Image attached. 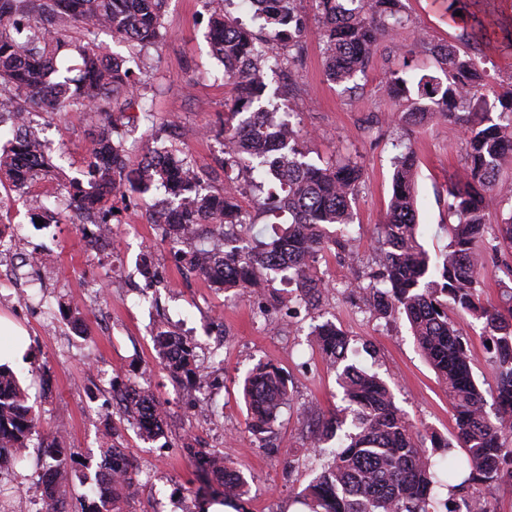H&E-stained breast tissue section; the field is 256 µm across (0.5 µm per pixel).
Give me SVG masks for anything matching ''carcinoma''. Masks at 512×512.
Instances as JSON below:
<instances>
[{"instance_id":"1","label":"carcinoma","mask_w":512,"mask_h":512,"mask_svg":"<svg viewBox=\"0 0 512 512\" xmlns=\"http://www.w3.org/2000/svg\"><path fill=\"white\" fill-rule=\"evenodd\" d=\"M164 0H0V124L14 114L61 112L95 108L97 130L92 139L88 185L75 180L66 191L79 215L92 221L113 211V190L157 184L169 195L167 203L148 216L173 243L185 235L197 243L193 254L206 262L200 276L226 292L267 286L264 273L288 261L295 287V302L307 305L330 288L319 264L332 250L344 251L345 229L351 223V204L359 192L362 167L347 158L319 167L303 160L296 147L298 131L282 130L279 106L268 107L262 98L266 84L257 72L241 68L267 45L278 68L294 58L304 21L298 0H269L262 27L269 39L257 42L250 29L221 7L209 17L213 53L224 65V78L232 86L225 104L224 140L244 153L252 168L270 177L279 190L268 192L276 209L288 211L291 224L269 243L240 248L228 245L235 227L245 223L238 203L235 174L241 159L224 157V184L220 192H202V177L191 163L171 150L154 152L151 162L128 167L123 140L114 139L119 117L112 96L136 88L129 70L112 64L96 42L103 25L112 36L144 50L163 38ZM314 16L323 31L326 76L347 83L365 73L382 36L406 25L401 0H314ZM74 50L81 59L79 74L58 76V56ZM409 53H430L437 58L443 77L423 75L416 97L407 96L405 68L388 70L384 83L389 97L406 101L392 114L390 124L408 127L428 120H443L466 127L464 179L448 184L449 243L436 256L418 238V209L414 191L417 155L400 135L393 141L392 194L387 220L378 225L382 242L381 270L363 288L364 306L378 318L405 316L416 345L448 393L455 420L454 441L424 434L396 406L390 386L376 374L359 367L349 356L351 336L327 320L311 327L321 359L336 372V383L353 412L351 431L332 416L311 431L315 453L321 443L336 437L330 464L298 494L310 512H432V488L448 479L452 498L448 512H497L482 489L509 483L512 487V287L502 291L500 303H485L477 286L485 273L483 244L488 233L486 215L499 208L497 177L512 164V88L489 99L481 95L485 71L469 53L451 45L415 38ZM482 112L469 111L471 102ZM10 148L0 154V177L25 191L38 177L62 171L44 155L33 131L11 127ZM494 249L512 252V214L496 225ZM480 322L481 337L495 373V387L485 391L473 376L467 340L449 312ZM170 336L155 337L159 359L178 378L194 374V351L180 356L168 351ZM244 400L250 411L248 430L257 437L272 431L281 408L290 401L288 376L272 364H259L245 378ZM122 419L143 428L152 419L151 438L163 432L161 404L155 399L127 402ZM41 417L27 405L14 372L0 366V449L28 448ZM462 448L468 475L461 481L455 456L437 463L428 447ZM189 456L203 473L199 496H217L240 502L248 495V482L224 454L186 444ZM54 460L53 471L67 472L72 458L53 443L40 446ZM137 464L126 458V479L112 486L110 508L127 512L134 501L127 488ZM68 482L51 479L43 490L45 512H70Z\"/></svg>"}]
</instances>
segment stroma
I'll list each match as a JSON object with an SVG mask.
<instances>
[{
    "label": "stroma",
    "mask_w": 512,
    "mask_h": 512,
    "mask_svg": "<svg viewBox=\"0 0 512 512\" xmlns=\"http://www.w3.org/2000/svg\"><path fill=\"white\" fill-rule=\"evenodd\" d=\"M405 27L383 36L365 74L356 88L328 80L322 54L321 31L308 0L300 9L305 29L297 59L268 75L265 97L294 112L304 130L297 147L307 162L322 166L340 157H354L363 167L359 194L353 205L350 226L354 243L351 253L331 254L320 270L333 289L317 306L291 316L271 301L257 302L251 293L240 296L219 291L177 259L170 242L162 239L148 214L163 200L157 187L126 191L117 201L113 225H139L138 236L118 238L123 264L109 288L80 305L77 315L82 333L70 335L66 322L49 326L34 316L0 305V319L20 328V335L0 334V351L11 352L10 368L29 395V402L43 418L55 419L58 408L69 415L61 433L62 444L74 460L71 484L84 493L83 483L93 476L99 461L100 434L109 408H96L106 387L96 386L88 374L89 364L101 365L117 380L136 381L144 366L153 369L156 399L167 411V425L159 439L140 437L128 424H121V446L131 456L144 480L131 512H151L158 500L173 489L191 498L192 512H202L206 498L196 496L197 470L185 442L196 437L203 447L224 451L249 482L244 512H290L297 493L329 462L328 457L309 455L307 422L298 414L302 403H318L324 414L340 412L345 402L336 376L318 353L312 352L307 335L312 325L330 320L353 338L350 357L360 367L376 372L391 387L396 405L420 429L447 439L454 427L447 393L433 369L419 352L404 318L378 319L365 312L348 285L367 279L377 269V226L386 220L391 196L395 129L386 118L399 109L387 96L384 81L414 33L427 40L449 44L474 55L485 67L493 89L512 85V0H462L463 20L452 21L448 0H402ZM208 0H167L163 18L164 38L158 47L132 54L111 34L98 40L108 52L124 60L138 81L133 95L123 103L125 115H136V124L117 130L129 150V167L140 164L142 146L156 143L175 149L179 156L208 172L211 189L224 186L221 143L224 139V103L230 87L224 68L212 55ZM491 30L482 39L481 29ZM53 154L59 155L66 174L85 179L88 150L96 129L93 113L71 109L43 112ZM463 127L447 122H426L411 131L419 158L416 199L420 242L432 254L445 249L450 224L445 187L462 179ZM51 202L62 196L57 181L39 179L21 193L0 183V218L27 225L31 243L52 241L59 263L69 278L56 284L41 277L33 287L45 304L56 305L60 297L74 296L97 279V263L78 230L70 211H63L52 231L31 227V195ZM241 205L250 226L244 243L271 241L273 228L287 225L289 216L270 212L254 193L241 195ZM158 257L162 280L159 287L143 292L140 253ZM166 321L188 324L197 330L195 353L202 369L211 373L208 397L212 408L197 406L198 388L192 382L175 381L160 364L153 342V325ZM217 324L224 334L223 350H215L201 328ZM271 363L288 374L294 395L293 407L283 408L266 441L247 431V412L242 383L258 363ZM46 367L48 387H41L32 370Z\"/></svg>",
    "instance_id": "obj_1"
}]
</instances>
